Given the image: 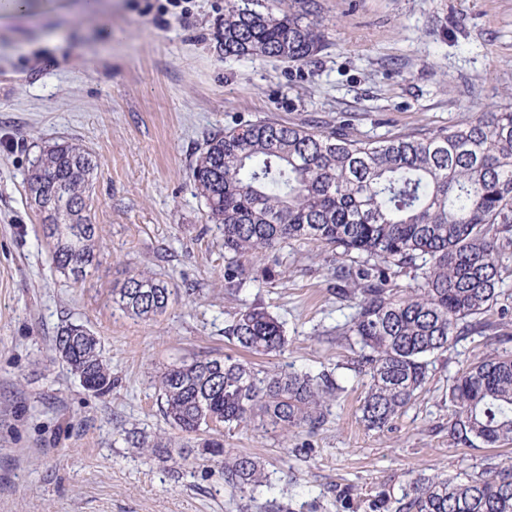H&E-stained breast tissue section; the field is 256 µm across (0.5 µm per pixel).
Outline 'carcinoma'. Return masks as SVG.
Listing matches in <instances>:
<instances>
[{
    "label": "carcinoma",
    "mask_w": 512,
    "mask_h": 512,
    "mask_svg": "<svg viewBox=\"0 0 512 512\" xmlns=\"http://www.w3.org/2000/svg\"><path fill=\"white\" fill-rule=\"evenodd\" d=\"M316 0H224L216 40L224 56L306 62L325 47ZM95 157L79 142H54L34 158L26 194L52 264L78 283L99 265L102 228L91 220ZM208 219L223 226L224 296L263 283V257L294 242L357 255L358 271L337 298L355 308L336 341L358 344V372L369 377L361 422L380 429L414 402L431 358L470 337L501 349L460 369L448 385V437L456 445H512V112H478L463 123L382 140L357 138L342 124L318 130L273 119L246 121L206 136L190 167ZM409 274L413 284L392 287ZM113 303L128 316L164 314L171 290L134 269ZM497 313V319L488 317ZM224 336L235 347L276 356L288 345L283 324L259 306L233 316ZM55 360L93 392L112 388L100 339L64 323ZM162 412L181 433L252 425L288 438L327 422L341 386L329 375L259 370L231 356L182 361L155 381ZM144 453L180 454L171 439L136 442ZM201 447L224 464L239 500L267 485L263 461L234 454L218 438ZM394 512H512V462L490 457L459 476L408 480Z\"/></svg>",
    "instance_id": "cac0c4a2"
}]
</instances>
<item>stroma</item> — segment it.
<instances>
[{
	"label": "stroma",
	"instance_id": "35a3bbf8",
	"mask_svg": "<svg viewBox=\"0 0 512 512\" xmlns=\"http://www.w3.org/2000/svg\"><path fill=\"white\" fill-rule=\"evenodd\" d=\"M328 45L307 62L225 58L224 0H32L0 15V512H237L221 462L180 435L185 458L144 456L129 432L171 435L153 381L170 365L229 353L224 323L266 308L288 346L265 369L332 375L342 391L318 432L221 428L225 447L265 461L255 494L290 512H393L408 479L472 470L482 444L448 437V379L496 348L474 337L433 359L428 390L386 427L359 421L366 376L336 328L354 313L313 244L282 250L274 275L224 297V240L190 174L211 132L274 117L384 138L512 110V0H320ZM76 139L95 156L102 263L79 283L53 269L30 210L31 161ZM173 290L141 321L112 302L133 269ZM89 327L112 370L85 390L53 355L62 321Z\"/></svg>",
	"mask_w": 512,
	"mask_h": 512
}]
</instances>
